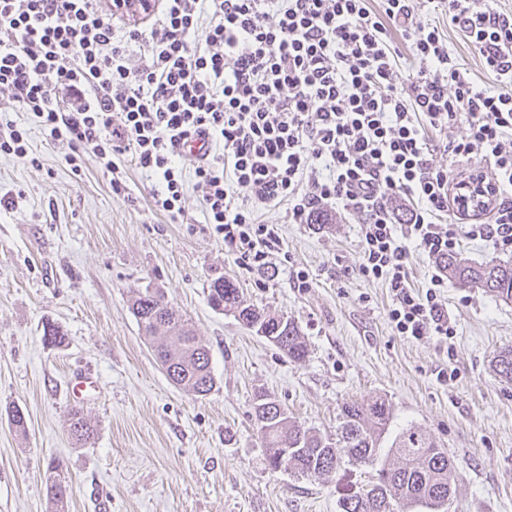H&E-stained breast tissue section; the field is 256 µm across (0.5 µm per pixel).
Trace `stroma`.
<instances>
[{
  "instance_id": "35a3bbf8",
  "label": "stroma",
  "mask_w": 512,
  "mask_h": 512,
  "mask_svg": "<svg viewBox=\"0 0 512 512\" xmlns=\"http://www.w3.org/2000/svg\"><path fill=\"white\" fill-rule=\"evenodd\" d=\"M29 157L0 156V196L16 209L0 217V512H54L45 494L51 459L69 479L65 512H339V481L362 485L373 471L343 478L272 471L255 422L257 395L276 400L299 424L335 431L344 402L386 398L393 429L419 427L447 451L460 478L446 512H512V383L491 360L512 347V303L449 285L456 334L442 341L396 335L383 283L361 279L357 215L279 225L286 259L247 269L210 225L187 179L181 222L155 212L153 183L122 160L126 188L114 192L94 164L74 175L65 143H51L18 108ZM312 286L294 288L292 272ZM234 280L248 303L294 320L310 353L288 359L265 337L214 311L208 285ZM185 312L209 347L216 385L193 396L168 380L129 305L147 284ZM65 335L43 340L44 323ZM453 370L452 381L437 378ZM89 374L98 389L74 400L68 385ZM20 408L18 434L6 411ZM79 409L97 428L71 438Z\"/></svg>"
}]
</instances>
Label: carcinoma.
I'll return each instance as SVG.
<instances>
[{"mask_svg":"<svg viewBox=\"0 0 512 512\" xmlns=\"http://www.w3.org/2000/svg\"><path fill=\"white\" fill-rule=\"evenodd\" d=\"M441 266L449 280L512 302L511 263H469L452 253L441 260ZM208 302L217 310L235 312L246 328L262 332L289 360L301 362L308 356L299 327L245 304L234 281L223 276L213 279ZM131 310L144 335L162 337L155 351L171 382L190 395L210 393L215 385L210 349L188 320L165 301L163 291L147 285L132 299ZM493 367L502 381L512 382L511 347L494 356ZM254 414L274 471L330 477L345 465L376 467L374 481L367 488L355 493L344 490L340 512H408L416 506L438 512L455 492L457 474L448 453L436 448L418 428H401L389 447L383 448L393 420L391 406L383 397L344 403L334 438L290 420L279 404L261 395L256 398ZM68 427L78 441L88 442L96 435V428L78 409L68 414ZM61 472V463H51L45 482L47 499L56 507L64 506L69 494Z\"/></svg>","mask_w":512,"mask_h":512,"instance_id":"cac0c4a2","label":"carcinoma"}]
</instances>
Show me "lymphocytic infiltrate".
<instances>
[{
	"mask_svg": "<svg viewBox=\"0 0 512 512\" xmlns=\"http://www.w3.org/2000/svg\"><path fill=\"white\" fill-rule=\"evenodd\" d=\"M100 2L0 0V94L67 143L72 172L94 163L117 190L130 158L174 221L193 173L206 223L248 267L278 245L264 216L280 205L297 224L359 213L358 274L390 288L393 331L454 335L443 269L417 289L409 259L465 237L512 252V14L495 0H152L140 29L120 26L123 0ZM459 126L442 146L467 163L458 176L432 156L434 133ZM471 185L492 221L463 220ZM448 41L456 54L468 64L471 71L484 79L478 67V57L474 49L470 47L459 34L452 30H448Z\"/></svg>",
	"mask_w": 512,
	"mask_h": 512,
	"instance_id": "lymphocytic-infiltrate-1",
	"label": "lymphocytic infiltrate"
}]
</instances>
